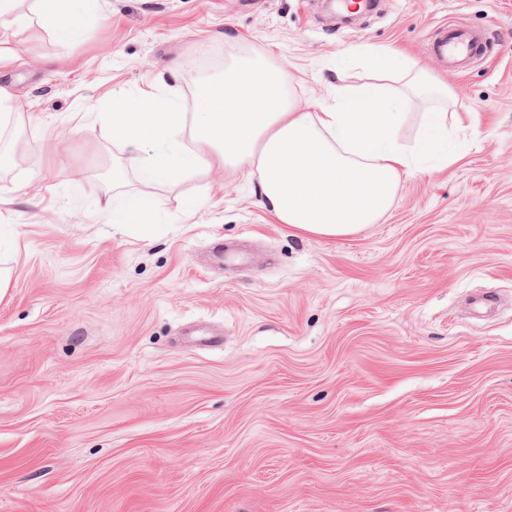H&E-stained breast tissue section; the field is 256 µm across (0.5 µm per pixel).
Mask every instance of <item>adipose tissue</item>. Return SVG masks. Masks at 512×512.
<instances>
[{"mask_svg":"<svg viewBox=\"0 0 512 512\" xmlns=\"http://www.w3.org/2000/svg\"><path fill=\"white\" fill-rule=\"evenodd\" d=\"M38 3L42 22L69 35L79 33L96 8V0ZM372 56L383 72L402 75L399 96L341 87L322 111L298 112L282 71L255 57L225 70L222 82L202 93V111L182 112L148 91L151 111L113 113L112 129L128 143L167 146L175 168L192 169L211 154L221 163L247 167L258 177L265 208L292 235L353 236L392 208L401 175L416 173L427 160L445 166L456 158L448 147L446 110L422 113L415 142L400 136L402 96L450 102L447 85L392 52L376 50ZM188 127L189 148L181 142ZM113 209V222L129 233H150L151 196L114 203Z\"/></svg>","mask_w":512,"mask_h":512,"instance_id":"adipose-tissue-1","label":"adipose tissue"}]
</instances>
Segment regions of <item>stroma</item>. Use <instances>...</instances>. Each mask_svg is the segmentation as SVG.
<instances>
[{"label":"stroma","mask_w":512,"mask_h":512,"mask_svg":"<svg viewBox=\"0 0 512 512\" xmlns=\"http://www.w3.org/2000/svg\"><path fill=\"white\" fill-rule=\"evenodd\" d=\"M36 9L0 26V512H512V0H98L74 36ZM445 25L487 38L457 72ZM361 47L469 117L360 234H290L230 164L153 184L112 136L151 88L195 112L211 56L320 111L374 82ZM116 188L153 195L149 236ZM103 211L112 213V222L124 225L133 235L143 237L151 232L150 222L153 221L154 211V200L151 196L144 195L125 202H114L113 199V204L110 197L106 200Z\"/></svg>","instance_id":"35a3bbf8"}]
</instances>
